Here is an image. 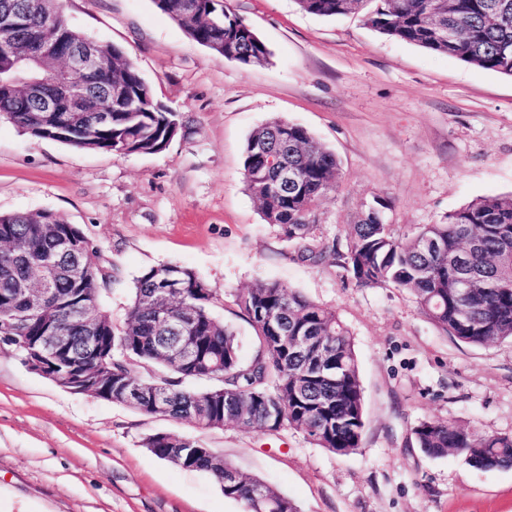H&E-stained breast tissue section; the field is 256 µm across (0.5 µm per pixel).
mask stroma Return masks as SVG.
<instances>
[{
	"label": "stroma",
	"mask_w": 512,
	"mask_h": 512,
	"mask_svg": "<svg viewBox=\"0 0 512 512\" xmlns=\"http://www.w3.org/2000/svg\"><path fill=\"white\" fill-rule=\"evenodd\" d=\"M271 56L244 67L193 42L153 0H63L69 24L121 47L183 125L162 152L119 156L36 139L0 119V213L51 210L78 226L114 278L122 321L133 280L167 263L220 295L242 358L253 330L235 303L276 280L348 327L365 400L356 453L304 435L201 429L71 393L0 348V512H244L207 473L157 459L146 436L202 439L291 498L300 512H512V469L416 447L424 420L512 433V341H453L397 288H360L333 258L303 260L266 224L243 181V148L262 124L305 127L336 156L340 184L318 208L321 244L344 248L363 202L388 198L401 233L473 198L512 194V78L381 35L362 12L306 13L295 0H226Z\"/></svg>",
	"instance_id": "1"
}]
</instances>
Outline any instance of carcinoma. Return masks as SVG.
Returning <instances> with one entry per match:
<instances>
[{
  "label": "carcinoma",
  "mask_w": 512,
  "mask_h": 512,
  "mask_svg": "<svg viewBox=\"0 0 512 512\" xmlns=\"http://www.w3.org/2000/svg\"><path fill=\"white\" fill-rule=\"evenodd\" d=\"M307 13L333 17L357 9L364 0H295ZM365 17L375 31L431 52L512 77V11L492 21L499 0H375ZM190 39L239 65L267 61L269 50L224 0H154ZM20 13L23 23L0 26V42L16 49L51 30L72 42L89 37L67 22L60 0H0V17ZM460 32L453 40L434 36L437 27ZM19 72L15 54H0V80ZM90 100L85 112H38L18 106L20 92L0 91V116L37 139L117 155L152 154L179 134L176 112L157 108L152 90L136 65L116 46L112 69L84 81ZM122 85L128 97L104 114L108 91ZM264 146L265 155L257 153ZM287 166L296 182L264 192L260 169ZM336 155L306 128L276 118L257 128L243 151L247 192L260 205L264 221L299 246L306 257L340 259L359 287L408 290L422 315L453 339L486 346L512 340V195L480 196L449 213L438 224H419L398 233L386 222L390 202L375 196L362 204L336 252L314 241L320 200L336 191ZM52 264L61 274L44 285L47 298L32 307L17 283H40V270ZM98 250L74 224L51 211L0 214V345L25 359L27 346L51 343L54 371L75 380L107 374L108 392L98 395L141 414L153 415L155 393L165 416L189 420L203 429L222 423L247 430L289 428L338 456L360 448L364 394L351 333L336 313L285 283L260 281L240 292L236 302L254 331L257 349L247 361L239 355L235 330L215 314L217 290L193 270L177 264L144 269L133 282L124 319L105 308L111 292ZM93 316L89 331L78 314ZM306 336L308 352L293 350L280 332ZM418 448L430 458L455 451L477 469L512 467V434L479 433L425 420L414 429ZM156 458L185 470L210 474L224 496L245 512H299L287 496L263 480L242 474L233 462L199 439L159 432L144 440ZM263 497H258V491Z\"/></svg>",
  "instance_id": "carcinoma-1"
}]
</instances>
